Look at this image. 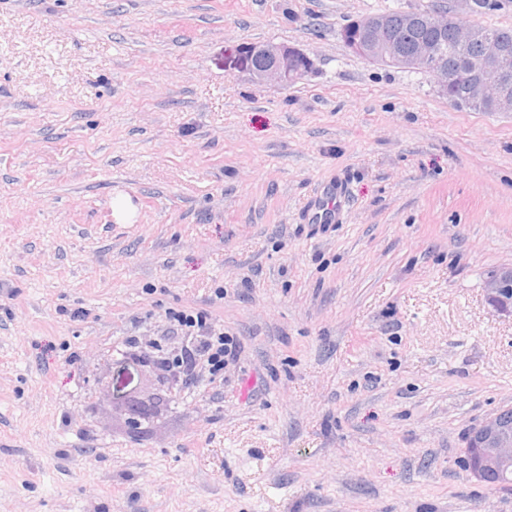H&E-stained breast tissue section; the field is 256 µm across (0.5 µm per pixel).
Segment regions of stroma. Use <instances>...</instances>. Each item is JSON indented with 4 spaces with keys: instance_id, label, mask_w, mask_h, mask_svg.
<instances>
[{
    "instance_id": "35a3bbf8",
    "label": "stroma",
    "mask_w": 512,
    "mask_h": 512,
    "mask_svg": "<svg viewBox=\"0 0 512 512\" xmlns=\"http://www.w3.org/2000/svg\"><path fill=\"white\" fill-rule=\"evenodd\" d=\"M431 2L0 0V512H512L463 464L512 407V112L341 38ZM268 41L313 73L234 67ZM170 307L244 351L134 433ZM250 46V44L242 46L240 52ZM250 53L259 54L247 58L248 65L252 67H262L266 64L262 56L268 59V64L262 69H253L246 64L239 65L240 68L247 70L259 85L273 83L288 86L303 79L313 67V60L304 50L284 43L254 44L251 46ZM293 60H299L303 66H293ZM345 189L341 182L329 181L315 195L304 213L306 224H335L343 211ZM482 291L493 313L512 317V266L492 270L483 282Z\"/></svg>"
}]
</instances>
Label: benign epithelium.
I'll use <instances>...</instances> for the list:
<instances>
[{
	"label": "benign epithelium",
	"mask_w": 512,
	"mask_h": 512,
	"mask_svg": "<svg viewBox=\"0 0 512 512\" xmlns=\"http://www.w3.org/2000/svg\"><path fill=\"white\" fill-rule=\"evenodd\" d=\"M475 10L476 0H448V5L429 12L411 13L408 26L420 28L436 25L446 29L457 21L459 14ZM353 25L356 35L349 42V47L369 60L408 71L436 70L437 57L426 41L421 42L411 55L399 54L397 39L383 16H368L354 21ZM478 39L486 40L488 34L467 26L458 32L454 46L461 49ZM250 53L268 59V64L262 69L240 65L259 85L273 83L288 86L303 79L313 67V60L304 50L284 43L256 44L251 47ZM482 68L495 73L496 84L490 86L480 69L473 70L465 90L469 102L478 107L489 105L498 112H512V46L503 43L493 46ZM483 296L493 313L512 317V266L495 269L487 275L483 282ZM466 448L471 453L473 474L482 480L512 465V430L503 426L501 414H494L468 433Z\"/></svg>",
	"instance_id": "1"
}]
</instances>
